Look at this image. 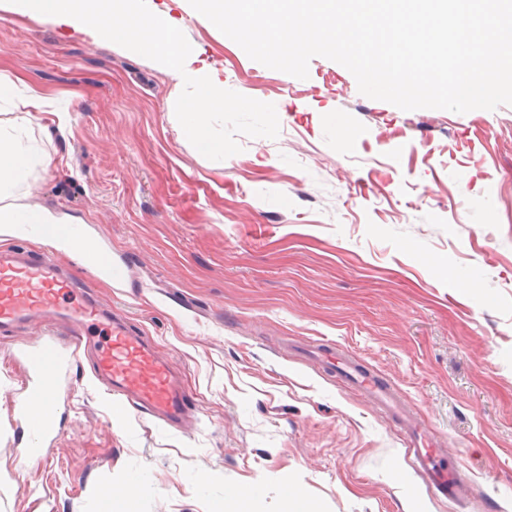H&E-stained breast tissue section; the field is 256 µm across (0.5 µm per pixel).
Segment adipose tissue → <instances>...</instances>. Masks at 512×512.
<instances>
[{
	"label": "adipose tissue",
	"mask_w": 512,
	"mask_h": 512,
	"mask_svg": "<svg viewBox=\"0 0 512 512\" xmlns=\"http://www.w3.org/2000/svg\"><path fill=\"white\" fill-rule=\"evenodd\" d=\"M0 0V11L28 16L65 34L151 59L175 81L180 128L185 140L206 155L223 157L214 139V114L242 106L227 92L224 72L208 62L202 46L188 39L182 17L227 34L245 53L284 67L309 52L344 48L347 61L372 95L389 93L413 108L424 93L453 95L471 109L476 100L512 93L503 75L512 71V10L499 0H457L446 21L447 36L435 49L415 52L433 21L418 0H372L357 10L352 0ZM52 156L31 144L25 130L0 119V223L27 224L32 206L22 189Z\"/></svg>",
	"instance_id": "1"
}]
</instances>
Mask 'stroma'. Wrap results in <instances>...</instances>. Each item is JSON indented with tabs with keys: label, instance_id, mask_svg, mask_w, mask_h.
Segmentation results:
<instances>
[{
	"label": "stroma",
	"instance_id": "35a3bbf8",
	"mask_svg": "<svg viewBox=\"0 0 512 512\" xmlns=\"http://www.w3.org/2000/svg\"><path fill=\"white\" fill-rule=\"evenodd\" d=\"M192 40L255 108L216 114L224 157L179 132L174 81L150 60L0 21V74L57 98L32 122L55 166L25 201L84 224L128 266L101 303L179 368L191 431L125 411L89 360L62 377L45 464L19 468L24 370L0 331V512H222L253 488L317 512H512V96L367 94L343 54L286 68L192 18ZM282 113L276 127L267 115ZM347 350L397 388L469 480L437 497L401 425L312 357ZM124 411V422L114 412ZM139 484H128L124 492L116 493L113 489L112 497L104 494L105 502L107 503L106 511L114 512H134L135 502L138 494Z\"/></svg>",
	"mask_w": 512,
	"mask_h": 512
}]
</instances>
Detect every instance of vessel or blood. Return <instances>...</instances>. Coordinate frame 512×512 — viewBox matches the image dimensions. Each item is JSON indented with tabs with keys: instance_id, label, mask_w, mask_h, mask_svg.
<instances>
[{
	"instance_id": "b4317fda",
	"label": "vessel or blood",
	"mask_w": 512,
	"mask_h": 512,
	"mask_svg": "<svg viewBox=\"0 0 512 512\" xmlns=\"http://www.w3.org/2000/svg\"><path fill=\"white\" fill-rule=\"evenodd\" d=\"M126 273V263L106 251L88 276L119 282ZM1 328L23 337L14 358L26 370L25 395L15 402L13 412L29 427L30 436L18 451V461L47 460L46 444L55 434L54 383L90 348L95 351L96 378L130 410L177 430L193 428L190 395L168 361L126 319L99 304L87 281L64 273L53 251L31 258L10 248L0 250ZM332 365L349 387L387 418L402 423L412 464L434 494L458 499L463 490L460 466L441 463L435 442L412 418L397 390L344 352H337Z\"/></svg>"
}]
</instances>
